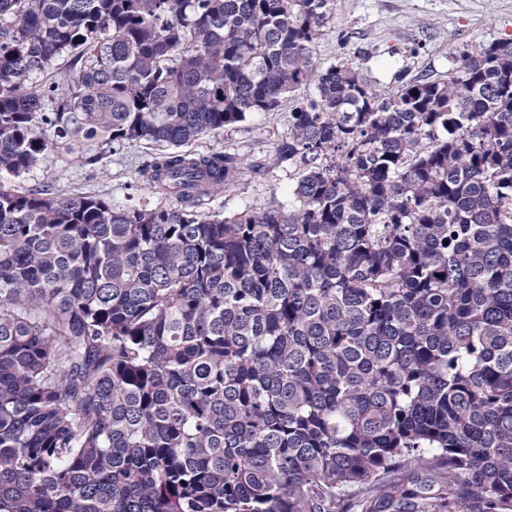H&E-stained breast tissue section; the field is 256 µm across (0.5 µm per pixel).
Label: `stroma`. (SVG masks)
<instances>
[{"label":"stroma","mask_w":512,"mask_h":512,"mask_svg":"<svg viewBox=\"0 0 512 512\" xmlns=\"http://www.w3.org/2000/svg\"><path fill=\"white\" fill-rule=\"evenodd\" d=\"M507 40H512V0H334L313 46V61L320 72L333 65L357 67L370 85L391 96L411 81L446 80L461 52ZM293 107V101H283L276 111L251 114L234 128L192 141L196 150L231 149L262 166L248 176L241 192L214 196L210 213L224 216L247 207L259 210L274 200L290 201L297 172L274 166L272 155L288 133ZM158 151L153 143L127 144L93 166L50 152L22 183L97 194L121 208L171 207L174 199L163 201L144 189L138 173Z\"/></svg>","instance_id":"1"}]
</instances>
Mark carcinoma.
Returning <instances> with one entry per match:
<instances>
[{
	"mask_svg": "<svg viewBox=\"0 0 512 512\" xmlns=\"http://www.w3.org/2000/svg\"><path fill=\"white\" fill-rule=\"evenodd\" d=\"M332 10L0 0V512H512V41L385 97ZM313 79L289 205L206 212ZM141 141L176 207L12 185Z\"/></svg>",
	"mask_w": 512,
	"mask_h": 512,
	"instance_id": "carcinoma-1",
	"label": "carcinoma"
}]
</instances>
